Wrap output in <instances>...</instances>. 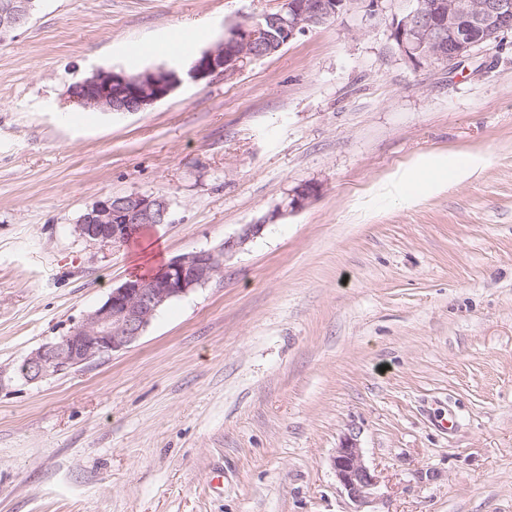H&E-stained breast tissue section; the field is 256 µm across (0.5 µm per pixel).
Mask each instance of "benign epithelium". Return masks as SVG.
Returning a JSON list of instances; mask_svg holds the SVG:
<instances>
[{"label":"benign epithelium","instance_id":"benign-epithelium-1","mask_svg":"<svg viewBox=\"0 0 512 512\" xmlns=\"http://www.w3.org/2000/svg\"><path fill=\"white\" fill-rule=\"evenodd\" d=\"M36 0H0V41L26 25ZM388 20L391 52L418 69L424 65L454 70L477 51L497 47L512 33V0H282L281 8L264 16L279 32L248 22L225 28L222 41L207 49L187 68L168 65L137 77L123 70H97L68 89V101L78 109L102 112H141L169 96L187 76L192 81L233 76L250 60L271 55L291 40L340 14ZM319 185L305 183L288 195L272 217L298 211L318 195ZM171 204L163 196L130 193L108 196L88 208L76 221L78 237L98 243H120L138 229L171 222ZM265 224H246L238 236L216 249L180 255L148 276L132 277L112 288L107 299L55 341L32 350L16 367L27 383L69 372L127 349L148 329L168 302L224 274L228 254L258 236ZM336 479L357 506L368 503L378 477L365 464L357 439L345 438L332 459Z\"/></svg>","mask_w":512,"mask_h":512}]
</instances>
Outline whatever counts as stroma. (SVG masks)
Listing matches in <instances>:
<instances>
[{"label":"stroma","mask_w":512,"mask_h":512,"mask_svg":"<svg viewBox=\"0 0 512 512\" xmlns=\"http://www.w3.org/2000/svg\"><path fill=\"white\" fill-rule=\"evenodd\" d=\"M278 7L40 0L0 43V512H353L332 466L349 435L379 479L370 512H512V34L415 69L384 21L343 14L141 112L68 102L96 70L190 62ZM469 154L486 163L465 181L393 184ZM134 192L171 223L77 237ZM261 220L129 348L14 374L133 273ZM319 192V185L315 183H305L298 186L291 194H288L286 203L274 211L275 216L279 217L285 213L302 209L312 198L317 196Z\"/></svg>","instance_id":"1"}]
</instances>
